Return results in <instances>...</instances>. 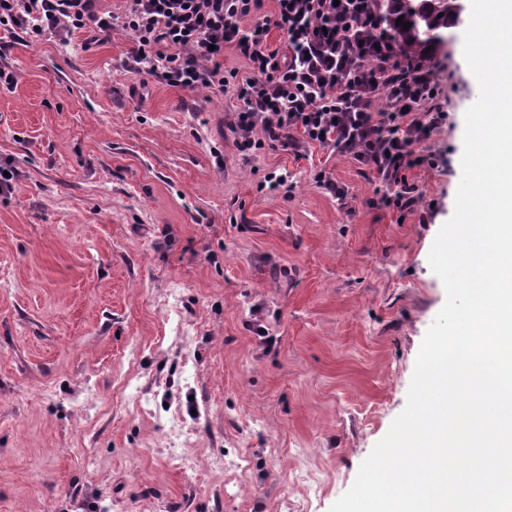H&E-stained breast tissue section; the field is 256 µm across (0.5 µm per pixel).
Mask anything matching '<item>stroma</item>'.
Segmentation results:
<instances>
[{
  "instance_id": "obj_1",
  "label": "stroma",
  "mask_w": 512,
  "mask_h": 512,
  "mask_svg": "<svg viewBox=\"0 0 512 512\" xmlns=\"http://www.w3.org/2000/svg\"><path fill=\"white\" fill-rule=\"evenodd\" d=\"M462 33L434 61L444 162L408 174L426 224L319 146L243 156L233 89L127 72L124 34L0 35V512H329L446 301L428 256L479 95Z\"/></svg>"
}]
</instances>
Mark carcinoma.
<instances>
[{"mask_svg":"<svg viewBox=\"0 0 512 512\" xmlns=\"http://www.w3.org/2000/svg\"><path fill=\"white\" fill-rule=\"evenodd\" d=\"M380 8L406 53L445 50L448 30L463 22V0H380ZM399 18L408 29L397 24Z\"/></svg>","mask_w":512,"mask_h":512,"instance_id":"1","label":"carcinoma"}]
</instances>
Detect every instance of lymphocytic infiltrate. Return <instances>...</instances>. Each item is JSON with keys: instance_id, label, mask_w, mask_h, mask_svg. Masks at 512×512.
Instances as JSON below:
<instances>
[{"instance_id": "lymphocytic-infiltrate-1", "label": "lymphocytic infiltrate", "mask_w": 512, "mask_h": 512, "mask_svg": "<svg viewBox=\"0 0 512 512\" xmlns=\"http://www.w3.org/2000/svg\"><path fill=\"white\" fill-rule=\"evenodd\" d=\"M100 0H0V29L31 40L119 32L135 44L128 72L187 90L234 86L241 103L229 127L243 154L316 145L348 157L375 180L370 206L398 215L423 207L410 170L435 167L431 138L448 123L429 59L403 54L379 0H129L120 14ZM285 36L272 46L271 30ZM246 60L238 77L225 47Z\"/></svg>"}]
</instances>
